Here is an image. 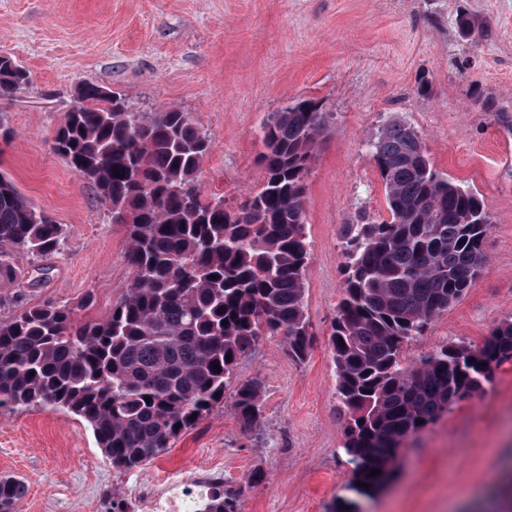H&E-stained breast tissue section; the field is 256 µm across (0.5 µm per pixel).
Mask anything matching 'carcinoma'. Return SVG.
I'll return each mask as SVG.
<instances>
[{
	"mask_svg": "<svg viewBox=\"0 0 512 512\" xmlns=\"http://www.w3.org/2000/svg\"><path fill=\"white\" fill-rule=\"evenodd\" d=\"M27 80L16 62L0 63V96ZM78 99L53 149L125 228L131 278L102 321L79 322L62 305L0 316V407L67 411L90 427L113 468L130 470L224 400L239 358L260 337L281 336L290 358L307 357L314 336L306 314L307 177L326 117L317 100L273 113L259 130L262 186L229 210L224 197L192 190L211 144L186 113L138 112L94 81L81 84ZM371 157L390 218L345 233L330 347L352 496L333 512H361L357 498L392 479L401 448L512 360L507 320L476 347L444 345L402 365L405 343L472 287L491 222L479 194L434 169L407 122H390ZM62 234L0 171V288L24 278L14 249L47 255ZM231 400L241 425L255 427L261 382H239ZM375 469L380 474L370 476ZM26 493L23 481L1 477L0 512H16ZM201 512H239V505L234 494L212 491Z\"/></svg>",
	"mask_w": 512,
	"mask_h": 512,
	"instance_id": "cac0c4a2",
	"label": "carcinoma"
}]
</instances>
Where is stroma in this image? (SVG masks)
I'll return each instance as SVG.
<instances>
[{
	"label": "stroma",
	"instance_id": "1",
	"mask_svg": "<svg viewBox=\"0 0 512 512\" xmlns=\"http://www.w3.org/2000/svg\"><path fill=\"white\" fill-rule=\"evenodd\" d=\"M1 55L30 77L0 97V121L13 131L0 141V171L63 226L53 254L15 250L23 272L46 275L7 288L4 316L56 304L102 320L130 280L124 228L52 148L83 82L145 112H186L211 142L200 190L232 207L260 186L259 129L272 113L315 99L329 124L307 178L313 346L299 363L280 337L265 336L240 359L236 378L263 385L258 424L243 429L223 400L172 448L124 471L73 414L0 409V478L27 486L17 512H133L136 496L204 469L240 512H330L351 478L329 347L344 234L389 217L369 151L393 120L417 129L432 165L476 190L492 220L481 275L404 347V361L446 343L479 344L512 320V0H0ZM256 470L265 474L258 484ZM510 484L509 362L402 449L392 482L361 506L506 512Z\"/></svg>",
	"mask_w": 512,
	"mask_h": 512
}]
</instances>
